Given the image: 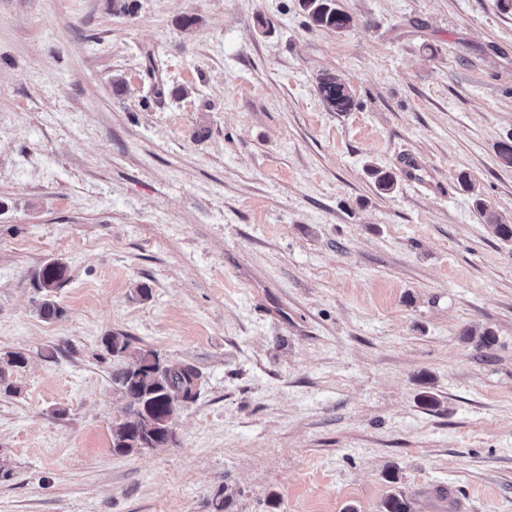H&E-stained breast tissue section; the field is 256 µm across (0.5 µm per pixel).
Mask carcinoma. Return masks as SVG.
<instances>
[{
  "mask_svg": "<svg viewBox=\"0 0 512 512\" xmlns=\"http://www.w3.org/2000/svg\"><path fill=\"white\" fill-rule=\"evenodd\" d=\"M300 7L311 23L320 28L343 31L350 26L351 18L337 0H299ZM318 89L325 104L336 112H348L354 105L347 87L333 75L319 79ZM378 191L389 193L395 188V177L386 171H371ZM474 204L484 223L503 241L512 242V224L502 221L480 196ZM67 280L64 262L53 259L45 262L33 274L34 287L41 293L38 314L46 321L61 316L62 309L54 300V293ZM104 348L113 357H123L130 347L129 337L123 333L112 334L103 340ZM152 350L139 352L136 359L113 374V380L124 395L135 398L128 405V418L113 425L112 448L120 455H130L151 447L154 435L167 427L165 421L175 424L181 408L196 399L201 375L190 364H164L162 368L148 365Z\"/></svg>",
  "mask_w": 512,
  "mask_h": 512,
  "instance_id": "cac0c4a2",
  "label": "carcinoma"
}]
</instances>
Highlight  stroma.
<instances>
[{"label":"stroma","instance_id":"1","mask_svg":"<svg viewBox=\"0 0 512 512\" xmlns=\"http://www.w3.org/2000/svg\"><path fill=\"white\" fill-rule=\"evenodd\" d=\"M128 2L0 0V512H512V11ZM114 333L201 375L167 445L112 450ZM299 2L302 10L316 27L340 32L350 25L349 14L336 3L337 0H299ZM318 89L325 104L336 112H348L354 105L353 98L347 87L333 75H325L319 79ZM474 204L484 223L492 230V233L502 241L512 242V224L504 223L501 217L480 196H475ZM66 280L67 267L58 259L45 262L34 272V287L41 293L38 314L44 320L50 321L61 316L62 309L54 300V293Z\"/></svg>","mask_w":512,"mask_h":512}]
</instances>
